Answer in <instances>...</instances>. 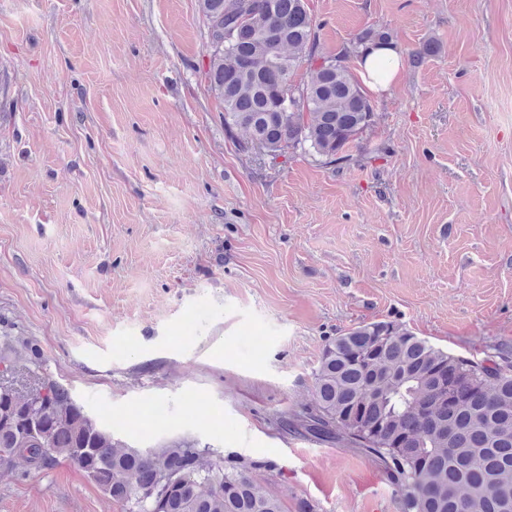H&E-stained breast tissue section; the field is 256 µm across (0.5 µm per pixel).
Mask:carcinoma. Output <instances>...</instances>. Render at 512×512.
I'll use <instances>...</instances> for the list:
<instances>
[{
  "mask_svg": "<svg viewBox=\"0 0 512 512\" xmlns=\"http://www.w3.org/2000/svg\"><path fill=\"white\" fill-rule=\"evenodd\" d=\"M210 41L206 72L224 105V132L243 153L275 160L311 150L338 168L373 123L371 100L348 65L389 34L363 29L344 53L320 51L305 0H202ZM308 63L289 109L281 97ZM17 360L0 358V477L15 461L33 470L76 465L122 512H284L250 473L269 466L172 439L146 453L114 437L45 380L20 390ZM312 402L288 431L372 458L400 512H512V353L481 360L430 345L399 324L369 322L330 339Z\"/></svg>",
  "mask_w": 512,
  "mask_h": 512,
  "instance_id": "carcinoma-1",
  "label": "carcinoma"
}]
</instances>
